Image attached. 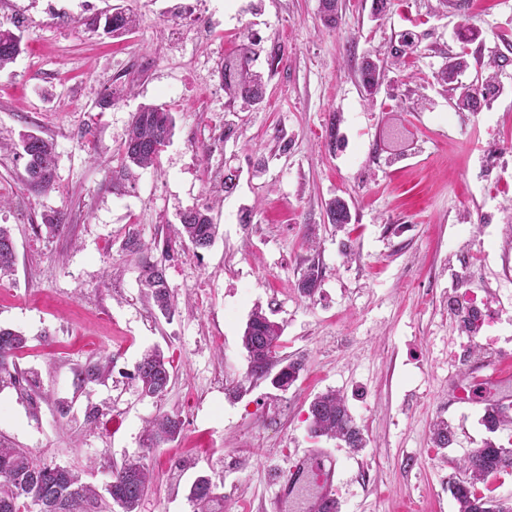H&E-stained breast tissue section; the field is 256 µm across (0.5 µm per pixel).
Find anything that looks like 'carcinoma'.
<instances>
[{"mask_svg":"<svg viewBox=\"0 0 512 512\" xmlns=\"http://www.w3.org/2000/svg\"><path fill=\"white\" fill-rule=\"evenodd\" d=\"M93 24L103 26L107 35L121 36L136 26L134 15L115 8L95 18ZM22 52L21 36L9 28L0 27V72ZM470 67L467 56L455 55L437 74V80L448 85L450 100L461 111L476 112L480 101L496 91L497 73L488 69L498 67L496 60L479 64L477 70L479 93L473 97L467 93L459 76ZM362 88L368 100H374L385 76V67L367 58L361 67ZM219 78L224 91L241 98L249 105H257L263 99L265 80L261 72L251 69L244 56L224 61L219 69ZM175 127V117L163 105H144L132 118L124 144L125 166L148 168L158 160L163 149L170 143ZM18 147L27 157L28 181L37 188H48L52 184L56 163V152L52 142L32 134H23ZM329 223L341 230L351 221L347 203L336 198L327 204ZM181 228L172 239L164 242L162 254L171 257L172 241L176 240L195 249L210 247L215 239L216 224L209 214V207L191 209L180 216ZM15 263V243L8 227L0 225V273L9 271ZM144 285L161 314L172 313L173 303L166 281V268L159 262L143 261ZM322 271L316 265L308 267L300 279L298 288L311 298L320 288ZM281 336L280 326L271 321L265 312L255 310L244 330L242 343L248 353L249 375L256 379L272 378L279 390H286L298 379L304 368L302 360H290L275 376H270L269 362L277 358ZM26 347L25 337L11 329L0 328V383H17L11 370L17 369L16 358ZM172 365L163 353L154 349L144 355L137 366L136 379L145 396L158 398L164 394L171 382ZM308 431L311 437L336 438L348 448L360 450L366 447L362 429L356 425L345 400L334 392L316 395L308 407ZM481 422L494 433L512 417L495 404L484 408ZM183 423L176 415L163 414L153 424L147 436V447L159 448L173 442L181 435ZM433 442L440 448L453 441V432L445 421L432 428ZM463 467L469 473L466 480L450 484L459 512H512V499L496 498L484 491L488 481L501 472L512 468V448L491 441L482 448L473 450L464 460ZM151 483L148 469L136 458L127 459L121 467L112 471L111 481L105 493L82 482L80 472L66 466H47L35 460L25 448H16L0 440V512H30L35 502L45 505V512H96L117 507L120 512H136L139 501ZM217 485L208 475H202L191 485L187 498L193 512H215L212 503L218 501Z\"/></svg>","mask_w":512,"mask_h":512,"instance_id":"cac0c4a2","label":"carcinoma"}]
</instances>
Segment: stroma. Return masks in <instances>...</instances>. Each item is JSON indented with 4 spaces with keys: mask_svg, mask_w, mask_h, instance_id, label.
I'll return each mask as SVG.
<instances>
[{
    "mask_svg": "<svg viewBox=\"0 0 512 512\" xmlns=\"http://www.w3.org/2000/svg\"><path fill=\"white\" fill-rule=\"evenodd\" d=\"M116 5L136 15L131 33L90 26ZM319 5L0 0V26L23 44L0 73V140L33 132L57 154L44 191L21 152L0 150V225L16 252L0 276V328L27 339L26 387H0V438L100 488L140 458L153 486L137 512H192L188 490L204 474L222 512H264L273 472L309 448L335 450L341 512H458L448 485L466 476L465 449L512 444V428L481 423L512 381L480 403L454 401L491 357L512 354V0H389L380 16L373 0H338L333 28ZM408 32L416 51L367 101L363 60L390 61ZM243 46L266 78L249 108L218 75ZM462 51L505 59L499 94L478 112L458 111L435 78ZM117 87L123 98L100 107ZM161 103L176 118L170 144L155 166L124 167L133 114ZM335 198L350 207L348 231L328 221ZM207 203L218 236L167 261L175 312L164 317L124 243L163 240ZM59 212L66 227L48 234ZM314 263L322 282L307 298L297 284ZM469 293L494 315L492 344L475 346L461 326ZM258 307L283 328L282 357L304 363L288 390L248 376L242 336ZM153 347L174 365L158 399L134 380ZM103 357L108 375L80 384L78 371ZM329 390L345 396L362 450L310 437L309 403ZM165 413L180 416L181 436L145 448ZM441 420L455 433L444 449L431 442Z\"/></svg>",
    "mask_w": 512,
    "mask_h": 512,
    "instance_id": "1",
    "label": "stroma"
}]
</instances>
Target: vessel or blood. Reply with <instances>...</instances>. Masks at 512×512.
Masks as SVG:
<instances>
[{"label":"vessel or blood","mask_w":512,"mask_h":512,"mask_svg":"<svg viewBox=\"0 0 512 512\" xmlns=\"http://www.w3.org/2000/svg\"><path fill=\"white\" fill-rule=\"evenodd\" d=\"M316 487L306 512H324L333 506L338 494V458L327 448H312L300 455L288 473H273V494L265 503L266 512H285L290 498L304 480Z\"/></svg>","instance_id":"obj_1"}]
</instances>
